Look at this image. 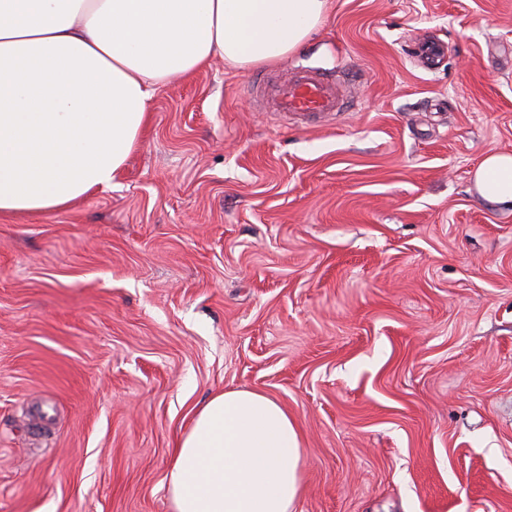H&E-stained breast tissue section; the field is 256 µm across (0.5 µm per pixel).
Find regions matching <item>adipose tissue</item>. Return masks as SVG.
I'll return each mask as SVG.
<instances>
[{
  "instance_id": "obj_1",
  "label": "adipose tissue",
  "mask_w": 512,
  "mask_h": 512,
  "mask_svg": "<svg viewBox=\"0 0 512 512\" xmlns=\"http://www.w3.org/2000/svg\"><path fill=\"white\" fill-rule=\"evenodd\" d=\"M328 0H0V214L63 210L111 187L155 89L215 59L248 68L303 45ZM512 211V154L473 172ZM304 448L265 393L199 406L168 468L173 512H292Z\"/></svg>"
}]
</instances>
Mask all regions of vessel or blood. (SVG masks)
Here are the masks:
<instances>
[{
    "label": "vessel or blood",
    "instance_id": "vessel-or-blood-1",
    "mask_svg": "<svg viewBox=\"0 0 512 512\" xmlns=\"http://www.w3.org/2000/svg\"><path fill=\"white\" fill-rule=\"evenodd\" d=\"M263 97L271 103L273 111L300 120L334 115L346 109L339 80L312 71L265 87Z\"/></svg>",
    "mask_w": 512,
    "mask_h": 512
}]
</instances>
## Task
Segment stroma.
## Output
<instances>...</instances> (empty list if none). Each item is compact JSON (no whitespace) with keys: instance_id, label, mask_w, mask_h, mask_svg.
<instances>
[{"instance_id":"stroma-1","label":"stroma","mask_w":512,"mask_h":512,"mask_svg":"<svg viewBox=\"0 0 512 512\" xmlns=\"http://www.w3.org/2000/svg\"><path fill=\"white\" fill-rule=\"evenodd\" d=\"M443 54L423 68L417 42ZM345 74L296 123L253 84ZM512 0H329L288 57L156 88L112 185L0 217V512H172L197 405L281 402L293 512H512ZM474 184L490 204L512 211V154L489 152L473 172Z\"/></svg>"}]
</instances>
